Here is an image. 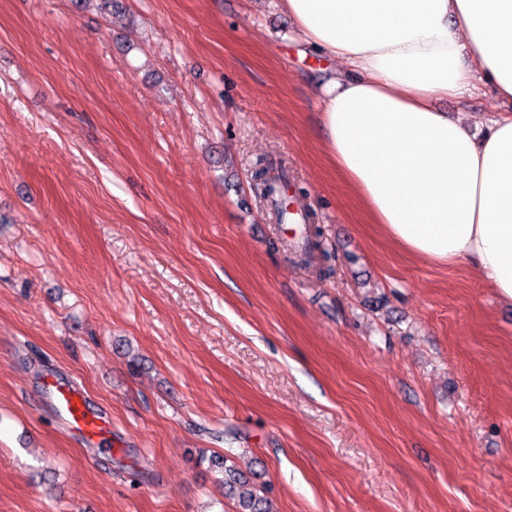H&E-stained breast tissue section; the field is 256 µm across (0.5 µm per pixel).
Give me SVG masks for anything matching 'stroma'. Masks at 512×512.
I'll list each match as a JSON object with an SVG mask.
<instances>
[{
    "mask_svg": "<svg viewBox=\"0 0 512 512\" xmlns=\"http://www.w3.org/2000/svg\"><path fill=\"white\" fill-rule=\"evenodd\" d=\"M119 3L0 0V512H236L227 451L273 512H512V303L370 222L324 147L334 61L280 0ZM266 159L330 273L270 222ZM47 393L61 419L88 438L98 436L104 417L91 409L85 392L74 381H62L52 376L46 384Z\"/></svg>",
    "mask_w": 512,
    "mask_h": 512,
    "instance_id": "stroma-1",
    "label": "stroma"
}]
</instances>
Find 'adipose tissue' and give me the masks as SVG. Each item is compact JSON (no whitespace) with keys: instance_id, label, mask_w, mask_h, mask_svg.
<instances>
[{"instance_id":"ef3b65f1","label":"adipose tissue","mask_w":512,"mask_h":512,"mask_svg":"<svg viewBox=\"0 0 512 512\" xmlns=\"http://www.w3.org/2000/svg\"><path fill=\"white\" fill-rule=\"evenodd\" d=\"M323 86L328 155L408 253L464 264L512 302V113L474 133L434 107L481 86L512 100V0H281Z\"/></svg>"}]
</instances>
